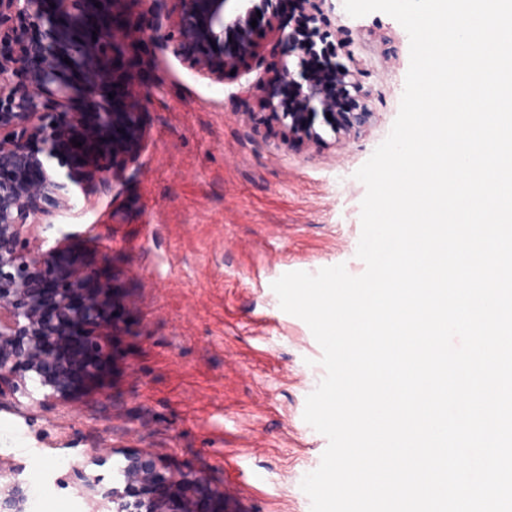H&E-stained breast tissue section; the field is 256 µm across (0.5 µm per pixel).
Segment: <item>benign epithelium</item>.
Instances as JSON below:
<instances>
[{
    "mask_svg": "<svg viewBox=\"0 0 512 512\" xmlns=\"http://www.w3.org/2000/svg\"><path fill=\"white\" fill-rule=\"evenodd\" d=\"M125 0H0V400L31 397L37 381L47 403L65 402L102 370L110 325L105 317L110 288L102 283L79 295L49 288L41 272L61 252L43 249L34 232L54 213L69 210L70 185H82L85 167L108 186L113 156L139 139L137 113L127 103L114 63L125 44L114 29L97 23L110 15L124 27L137 19L124 13ZM140 0L156 24L151 34L173 44L187 66L215 83H232L261 56L262 37L251 22L267 17L265 34L287 44L288 54L261 87L269 115L288 128V139L316 143L319 114L341 117L337 132L367 125L371 112L358 72L339 59L337 48L325 74L311 71L307 57L323 46L304 30L286 31L271 17L276 0ZM325 0H295L306 22L327 23ZM67 58L81 83L63 78ZM80 92L101 99L93 112L69 111ZM56 111H48V103ZM81 146H74V142ZM65 167L60 175L56 167ZM123 484L106 486L84 467L73 470L80 494L99 497L112 512H224L222 493L192 470L174 468L147 450L123 452ZM27 489L15 469L0 463V512H25Z\"/></svg>",
    "mask_w": 512,
    "mask_h": 512,
    "instance_id": "obj_1",
    "label": "benign epithelium"
}]
</instances>
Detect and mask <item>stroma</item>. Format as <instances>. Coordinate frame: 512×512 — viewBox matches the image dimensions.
<instances>
[{
    "mask_svg": "<svg viewBox=\"0 0 512 512\" xmlns=\"http://www.w3.org/2000/svg\"><path fill=\"white\" fill-rule=\"evenodd\" d=\"M324 11L371 119L343 140L317 120L316 144L289 141L261 116L260 94L239 90L272 74L282 45L266 41L258 67L217 84L165 41L132 34L118 66L140 147L114 158L107 192L84 182L75 209L39 229L112 286L102 382L72 407L0 404V458L41 486L40 512H92L72 474L96 448L114 451L99 469L108 486L121 481L122 451L143 449L222 489L224 512H310L301 481L328 440L303 413L325 376L322 349L272 284L337 264L364 272L355 173L388 136L410 63L391 16L354 18L340 0Z\"/></svg>",
    "mask_w": 512,
    "mask_h": 512,
    "instance_id": "stroma-1",
    "label": "stroma"
}]
</instances>
